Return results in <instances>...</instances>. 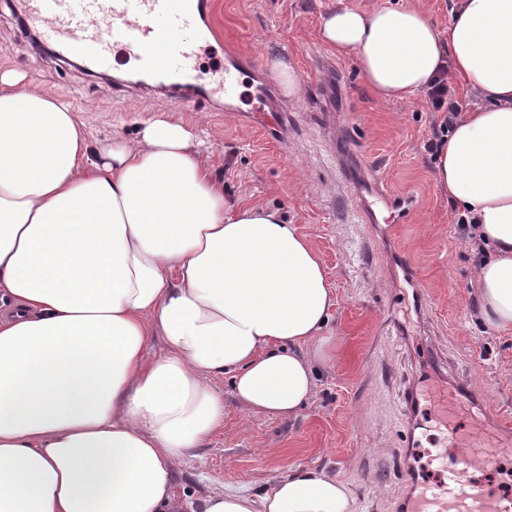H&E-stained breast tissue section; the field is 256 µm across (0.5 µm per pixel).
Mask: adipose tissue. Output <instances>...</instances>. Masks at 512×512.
Listing matches in <instances>:
<instances>
[{
    "mask_svg": "<svg viewBox=\"0 0 512 512\" xmlns=\"http://www.w3.org/2000/svg\"><path fill=\"white\" fill-rule=\"evenodd\" d=\"M318 38L377 96L448 70L481 98L442 143L437 185L476 225L480 314L512 331V0H338ZM334 288L279 208L233 198L182 124L90 154L72 106L0 74V512H356L345 483L297 469L256 498L174 492L179 462L224 425L212 381L248 412L308 402ZM165 354L147 361L150 340ZM347 4L359 9L371 10L381 7L412 5L423 8L433 18L439 28L448 25V19L457 0H344Z\"/></svg>",
    "mask_w": 512,
    "mask_h": 512,
    "instance_id": "obj_1",
    "label": "adipose tissue"
}]
</instances>
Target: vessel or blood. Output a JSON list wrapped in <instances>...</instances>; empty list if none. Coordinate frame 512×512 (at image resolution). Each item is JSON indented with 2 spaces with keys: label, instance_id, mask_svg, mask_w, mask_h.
Returning a JSON list of instances; mask_svg holds the SVG:
<instances>
[{
  "label": "vessel or blood",
  "instance_id": "1",
  "mask_svg": "<svg viewBox=\"0 0 512 512\" xmlns=\"http://www.w3.org/2000/svg\"><path fill=\"white\" fill-rule=\"evenodd\" d=\"M13 5L25 25L40 28L60 58L78 57L88 67H100L119 46L134 57L144 76L178 102L210 101L217 93L213 80L199 77L191 64L192 42L159 24L161 18L175 16L186 27L213 30L214 0H13ZM97 14L110 17V25H91L90 17ZM173 57L184 60L177 75L163 65ZM255 65L248 54L224 51L225 80ZM429 411L432 420L449 429L443 448L428 458L440 478L420 483L396 512H512V495L470 476L475 465H497V436L512 431V414L501 416L495 425L457 430L448 426L447 395L430 401Z\"/></svg>",
  "mask_w": 512,
  "mask_h": 512
}]
</instances>
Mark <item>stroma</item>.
Listing matches in <instances>:
<instances>
[{
    "label": "stroma",
    "instance_id": "35a3bbf8",
    "mask_svg": "<svg viewBox=\"0 0 512 512\" xmlns=\"http://www.w3.org/2000/svg\"><path fill=\"white\" fill-rule=\"evenodd\" d=\"M336 0H216L224 40L195 64L215 68L225 43L259 60L257 75L233 87L234 112L200 101L183 109L165 92L117 84L129 62L113 53L108 66L85 71L35 49L37 29L24 28L0 0V72L67 99L91 150L133 138L144 124L172 120L200 141L204 163L242 202L283 210L321 255L335 289L327 328L333 359L317 365L306 407L293 418L246 412L229 377L214 380L224 398V425L177 468L175 492L196 500L211 489L270 492L296 468H318L344 482L357 512H387L404 489L401 465L425 472L438 446L427 431L408 448L404 394L426 393L430 380L461 398L478 397L486 413L512 409V332L486 328L477 317L476 269L483 256L453 222L454 205L435 182L433 114L424 97L380 99L353 58L336 55L316 36ZM292 68L299 98L287 96L274 61ZM268 89L266 111L284 110L280 128L251 116L252 81ZM390 191L413 213L394 233L353 212L359 195ZM424 280L418 306L401 264Z\"/></svg>",
    "mask_w": 512,
    "mask_h": 512
}]
</instances>
